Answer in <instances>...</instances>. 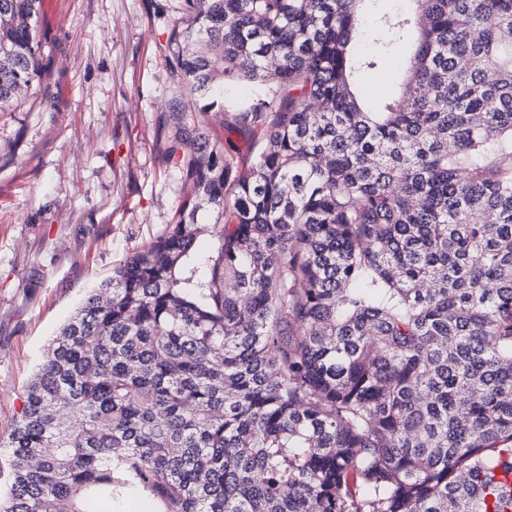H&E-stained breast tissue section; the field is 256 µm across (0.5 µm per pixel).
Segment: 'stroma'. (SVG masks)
Segmentation results:
<instances>
[{"label":"stroma","mask_w":512,"mask_h":512,"mask_svg":"<svg viewBox=\"0 0 512 512\" xmlns=\"http://www.w3.org/2000/svg\"><path fill=\"white\" fill-rule=\"evenodd\" d=\"M172 0H43L41 74L0 112V437L85 295L178 220Z\"/></svg>","instance_id":"35a3bbf8"}]
</instances>
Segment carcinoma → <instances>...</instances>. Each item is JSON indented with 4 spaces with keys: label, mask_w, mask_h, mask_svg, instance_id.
Here are the masks:
<instances>
[{
    "label": "carcinoma",
    "mask_w": 512,
    "mask_h": 512,
    "mask_svg": "<svg viewBox=\"0 0 512 512\" xmlns=\"http://www.w3.org/2000/svg\"><path fill=\"white\" fill-rule=\"evenodd\" d=\"M166 154L192 197L51 341L1 448L0 512H512V0H177ZM42 0H0V112ZM370 19L384 37L357 52ZM415 42L397 98L358 76ZM218 255L193 257L203 205Z\"/></svg>",
    "instance_id": "cac0c4a2"
}]
</instances>
